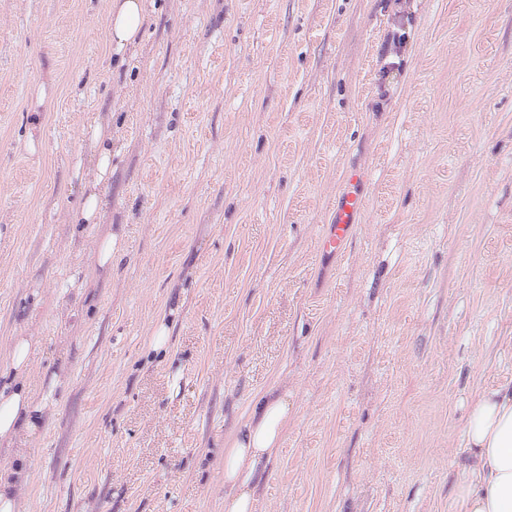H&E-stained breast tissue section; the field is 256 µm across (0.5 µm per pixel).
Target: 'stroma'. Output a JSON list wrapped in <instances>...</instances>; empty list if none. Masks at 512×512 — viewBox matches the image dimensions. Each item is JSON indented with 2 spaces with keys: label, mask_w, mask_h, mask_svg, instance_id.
Listing matches in <instances>:
<instances>
[{
  "label": "stroma",
  "mask_w": 512,
  "mask_h": 512,
  "mask_svg": "<svg viewBox=\"0 0 512 512\" xmlns=\"http://www.w3.org/2000/svg\"><path fill=\"white\" fill-rule=\"evenodd\" d=\"M110 2L0 0V355L68 373L21 512H224V437L272 387L255 512H452L471 402L512 379V0H145L121 56ZM88 132L90 140L100 146L95 161V184L106 183L112 176V143H104L111 141L112 135L101 124L91 126ZM361 172L353 169L347 176L350 186L344 188L336 199V211L331 224H325L321 235V251L323 254L336 256L340 254L352 236L357 219L363 209L364 199L355 186L361 181ZM120 251V238L110 232L102 238L95 252V263L97 267L112 271V257Z\"/></svg>",
  "instance_id": "1"
}]
</instances>
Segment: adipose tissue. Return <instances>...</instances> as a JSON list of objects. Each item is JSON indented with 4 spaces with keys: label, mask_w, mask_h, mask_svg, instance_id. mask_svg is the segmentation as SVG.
<instances>
[{
    "label": "adipose tissue",
    "mask_w": 512,
    "mask_h": 512,
    "mask_svg": "<svg viewBox=\"0 0 512 512\" xmlns=\"http://www.w3.org/2000/svg\"><path fill=\"white\" fill-rule=\"evenodd\" d=\"M145 16L144 0H113L107 28L110 52L137 45ZM33 341L14 337L0 359V443L13 457L0 465V512H18L22 489L32 474L28 446L51 411L61 377L33 389ZM290 418L287 394L267 390L224 440V512H254V480L282 447ZM455 512H512V385L483 391L473 402L466 427Z\"/></svg>",
    "instance_id": "adipose-tissue-1"
}]
</instances>
